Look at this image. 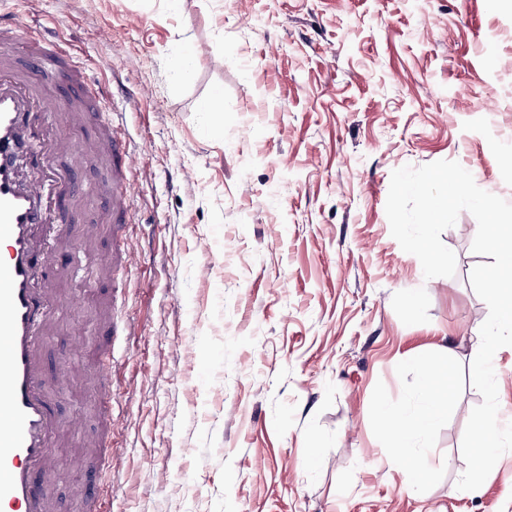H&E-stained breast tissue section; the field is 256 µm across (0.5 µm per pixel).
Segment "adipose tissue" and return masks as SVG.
<instances>
[{
	"mask_svg": "<svg viewBox=\"0 0 512 512\" xmlns=\"http://www.w3.org/2000/svg\"><path fill=\"white\" fill-rule=\"evenodd\" d=\"M453 357V351L445 346L424 360L421 381L425 404L420 411L407 417L386 407L381 410L380 435L391 453L402 460L407 486L417 485L420 469L418 460L410 451L413 441L426 436L448 413L449 365Z\"/></svg>",
	"mask_w": 512,
	"mask_h": 512,
	"instance_id": "ef3b65f1",
	"label": "adipose tissue"
}]
</instances>
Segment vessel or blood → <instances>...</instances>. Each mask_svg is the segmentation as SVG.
Instances as JSON below:
<instances>
[{"label":"vessel or blood","instance_id":"vessel-or-blood-1","mask_svg":"<svg viewBox=\"0 0 512 512\" xmlns=\"http://www.w3.org/2000/svg\"><path fill=\"white\" fill-rule=\"evenodd\" d=\"M52 74L71 89L62 103L44 96L32 71ZM102 90L93 87L85 68L61 42L47 39L23 18L0 21V243L8 259L0 264V506L12 512H45L46 492L37 473L53 448L54 420L43 399L40 378V335L54 300L37 285L41 258L36 232L53 223L41 205L44 185L21 181L16 155L34 112H51L62 124L92 123L95 139L75 142L58 138L55 150L74 167L106 165L111 178L112 249L106 267L131 261L133 249L125 235L131 219L128 178L135 154L114 130Z\"/></svg>","mask_w":512,"mask_h":512}]
</instances>
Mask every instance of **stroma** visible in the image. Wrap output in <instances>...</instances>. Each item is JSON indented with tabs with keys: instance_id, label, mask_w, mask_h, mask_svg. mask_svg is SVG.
I'll return each instance as SVG.
<instances>
[{
	"instance_id": "1",
	"label": "stroma",
	"mask_w": 512,
	"mask_h": 512,
	"mask_svg": "<svg viewBox=\"0 0 512 512\" xmlns=\"http://www.w3.org/2000/svg\"><path fill=\"white\" fill-rule=\"evenodd\" d=\"M46 27L106 86L140 169L137 260L111 246L105 172L78 174L81 220L44 286L41 343L59 428L49 512H85L105 469L111 390L121 458L111 512H512V452L457 489L475 336L474 216L441 240L451 277L425 279L386 216L391 174L458 162L512 202V12L495 0H0ZM220 109L205 111L212 97ZM112 381L95 374L108 316ZM450 345L454 396L416 490L378 440V405L417 412L416 359ZM68 365L71 375L55 372Z\"/></svg>"
}]
</instances>
